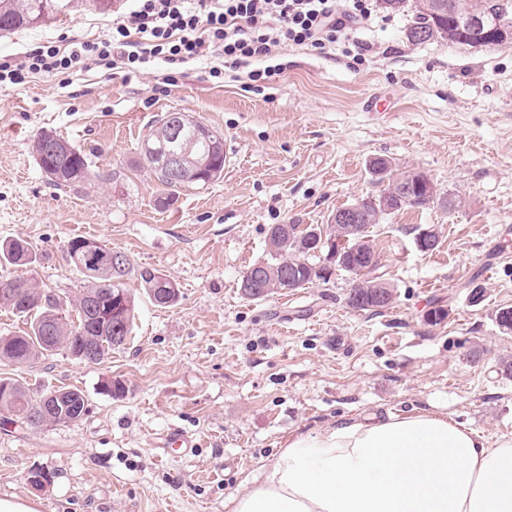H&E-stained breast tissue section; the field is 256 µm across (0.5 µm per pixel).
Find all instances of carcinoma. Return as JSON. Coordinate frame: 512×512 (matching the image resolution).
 Listing matches in <instances>:
<instances>
[{
	"mask_svg": "<svg viewBox=\"0 0 512 512\" xmlns=\"http://www.w3.org/2000/svg\"><path fill=\"white\" fill-rule=\"evenodd\" d=\"M445 11L442 15L431 16L425 20L421 5L423 0H414V18L408 28L407 37L420 26L428 29L425 41H435L442 38L438 31L448 32V41L471 47H483V36L476 33H462L450 26V21L456 15H464L477 7L484 14L489 26H500L512 30V0H442ZM61 8L60 0H0V32L11 33L20 29L34 27L50 19ZM182 112H167L160 127L150 130L146 139L158 147L156 151H142V159L154 172L156 178L165 188V194L158 199L159 206L167 208L173 204L176 191L191 183L207 185L213 182L212 173L224 171V144L218 132H213L209 138H199L197 146L188 154L185 164L197 171L198 178L194 181H175L167 173V154L165 149L172 147L167 140L168 124H179L183 120ZM56 138L51 132L42 131L33 140L32 150L42 174L48 184L57 187H74L88 181L91 177L106 178L105 174L96 173L91 168V162L81 150L50 153L46 143ZM165 149H160V146ZM435 202L426 195L425 190L415 189L409 198L396 204L395 210L428 209ZM379 214L368 212V217L359 220L362 228L357 234L350 236L348 246L353 248L358 241L368 237L367 230L375 223ZM291 235L281 233V225L274 224L268 230V255L260 261L264 269L259 275L246 282L239 281L241 294L249 300H263L272 294L266 284L274 281L287 270H293L295 288H308L317 282L327 283L330 278L319 274L325 268L329 246H321L312 252H302L298 249L297 239L307 229L300 224L289 225ZM66 256L69 263L82 276L81 291L72 303L75 317L66 314L63 302L59 296L49 291L42 294L38 302L25 303L30 295L36 294L40 286L30 277L16 275L10 278L8 287L12 288L20 300L16 303L0 302V307L10 309L14 314L26 319V330L19 334L0 336V362L27 364L36 362L62 350L71 357L78 354L77 348H71L63 343L54 348L48 347L45 341L44 327L51 319L60 322L61 332L78 340L84 335H102L103 322L94 318L95 312H103L111 300V292L120 289L124 296V313L119 320L120 333L128 338L132 332L135 320L136 304L134 298L125 291L124 281L132 273H137V279L147 298L158 307H171L177 304L180 296L179 288L167 275L154 268L134 269L129 257L122 253L123 267L111 273L100 262L88 260L81 250V239L74 238L66 245ZM38 261L35 247L24 239H13L0 245V263L15 266H32ZM381 268V261L364 266L361 271L353 272L359 277L362 288L358 294L376 288H387L386 294L392 295L388 283L376 275ZM64 400L55 408V424L68 425L81 419L87 411V400L78 389L63 390ZM38 413V399L31 396L29 390L9 378H0V425L20 424L39 427L41 423L33 420Z\"/></svg>",
	"mask_w": 512,
	"mask_h": 512,
	"instance_id": "cac0c4a2",
	"label": "carcinoma"
}]
</instances>
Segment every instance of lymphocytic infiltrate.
<instances>
[{
    "label": "lymphocytic infiltrate",
    "instance_id": "lymphocytic-infiltrate-1",
    "mask_svg": "<svg viewBox=\"0 0 512 512\" xmlns=\"http://www.w3.org/2000/svg\"><path fill=\"white\" fill-rule=\"evenodd\" d=\"M370 0H135L112 18V31L97 41H47L0 56V86L37 75L68 83L75 71L93 66L136 74L157 59L181 65L217 58L209 70L215 82L240 73L248 92L281 74L280 56L291 45L325 49L348 38L353 26L371 20ZM264 68L244 71L250 59Z\"/></svg>",
    "mask_w": 512,
    "mask_h": 512
}]
</instances>
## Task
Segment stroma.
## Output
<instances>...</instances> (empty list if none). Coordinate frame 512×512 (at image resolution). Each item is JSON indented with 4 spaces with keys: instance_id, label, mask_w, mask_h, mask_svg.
I'll return each mask as SVG.
<instances>
[{
    "instance_id": "35a3bbf8",
    "label": "stroma",
    "mask_w": 512,
    "mask_h": 512,
    "mask_svg": "<svg viewBox=\"0 0 512 512\" xmlns=\"http://www.w3.org/2000/svg\"><path fill=\"white\" fill-rule=\"evenodd\" d=\"M110 20L68 0L40 26L0 34V54L100 38ZM412 22V12L379 9L351 42L290 47L285 71L259 94L230 76L214 83L209 59L183 66L168 88L160 59L137 77L91 70L67 86L38 75L0 88V242L34 244L37 284L74 299L80 277L65 248L86 237L180 289L175 306L160 308L128 277L133 329L102 363L60 351L33 364L0 362V377L31 394L77 388L88 400L74 425L0 428V499L36 512H229V498L261 482L289 439L339 421L428 412L491 442L512 435V374L502 370L512 331L496 321L512 307V47L414 44ZM380 95L392 111H368ZM172 110L218 131L228 162L218 181L182 187L163 210V188L139 150ZM41 131L85 153L96 177L50 186L32 152ZM375 157L424 172L461 202L371 225L392 304L351 310L354 278L341 270L326 284L245 299L238 283L266 257L269 226L324 225L336 209L379 194ZM430 226L438 244L426 254L415 239ZM437 307L447 317L428 323ZM108 378L123 394L102 393ZM174 429L193 448H164ZM37 467L52 474L40 490L27 481Z\"/></svg>"
}]
</instances>
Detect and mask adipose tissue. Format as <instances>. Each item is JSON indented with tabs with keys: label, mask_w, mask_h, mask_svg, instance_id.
<instances>
[{
	"label": "adipose tissue",
	"mask_w": 512,
	"mask_h": 512,
	"mask_svg": "<svg viewBox=\"0 0 512 512\" xmlns=\"http://www.w3.org/2000/svg\"><path fill=\"white\" fill-rule=\"evenodd\" d=\"M231 512H512V436L447 417L343 421L299 435Z\"/></svg>",
	"instance_id": "obj_1"
}]
</instances>
